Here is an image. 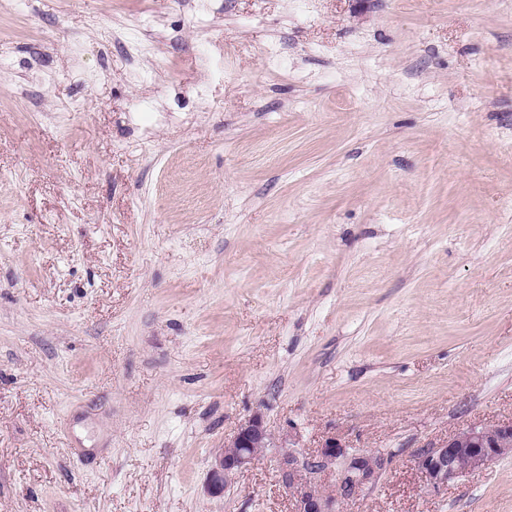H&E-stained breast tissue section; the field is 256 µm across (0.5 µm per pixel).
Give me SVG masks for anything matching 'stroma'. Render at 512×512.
<instances>
[{
	"label": "stroma",
	"mask_w": 512,
	"mask_h": 512,
	"mask_svg": "<svg viewBox=\"0 0 512 512\" xmlns=\"http://www.w3.org/2000/svg\"><path fill=\"white\" fill-rule=\"evenodd\" d=\"M256 413L512 512V0H0V512H290ZM512 456V423L497 426L472 425L432 448H424L417 466L427 487L448 485L465 473L484 469L491 462Z\"/></svg>",
	"instance_id": "35a3bbf8"
}]
</instances>
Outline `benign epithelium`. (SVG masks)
Here are the masks:
<instances>
[{
    "instance_id": "obj_1",
    "label": "benign epithelium",
    "mask_w": 512,
    "mask_h": 512,
    "mask_svg": "<svg viewBox=\"0 0 512 512\" xmlns=\"http://www.w3.org/2000/svg\"><path fill=\"white\" fill-rule=\"evenodd\" d=\"M290 441L276 444L260 414L242 423L235 435L218 449L208 471L205 489L211 496L224 494L231 478L254 465L266 449L280 446L279 478L293 497V512H338L341 500H349L377 483L385 467L379 452L354 453L334 440L326 442L311 461L300 460L288 449ZM512 456V423L497 426L472 425L432 448H424L417 466L427 487L440 490L465 473L484 469L491 462ZM340 465L336 494L330 495L313 474Z\"/></svg>"
}]
</instances>
